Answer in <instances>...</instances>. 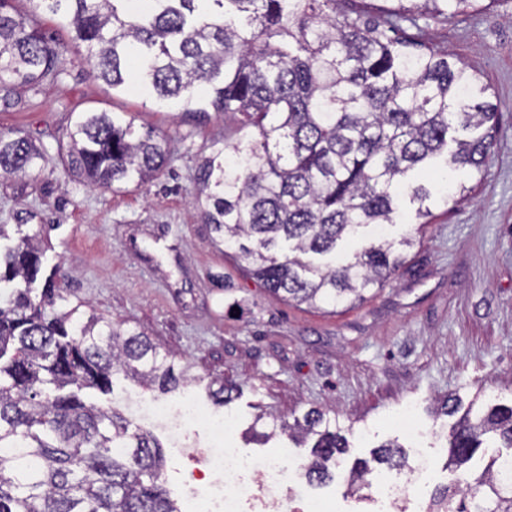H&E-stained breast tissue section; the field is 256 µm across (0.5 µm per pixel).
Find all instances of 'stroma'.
Returning a JSON list of instances; mask_svg holds the SVG:
<instances>
[{
    "label": "stroma",
    "instance_id": "1",
    "mask_svg": "<svg viewBox=\"0 0 512 512\" xmlns=\"http://www.w3.org/2000/svg\"><path fill=\"white\" fill-rule=\"evenodd\" d=\"M14 8L35 15L43 33L63 44L64 72L56 81L21 90L15 106H0V132L32 134L47 160L35 176L0 179V224L10 239L40 234L43 268L62 267L56 283L70 304L147 332L196 376L194 389L206 412L214 406L207 378L236 385L233 447L253 457L290 446L286 437L256 440L258 413L293 420L309 409L336 413L353 424L347 462L395 442L408 466L428 459L419 486L432 500L456 476L443 448L453 417L436 401L476 394L512 403V0L490 11L418 25L431 42L488 84L500 113L497 145L474 189L435 206L424 230L409 216L384 225L391 240L421 232L404 269L375 295L350 310L315 309L269 296L237 272L233 257L213 243L209 225L191 205L199 152L210 139L241 133L229 117L203 125L185 120L138 86L113 94L92 74L85 48L75 46L33 0ZM99 109L135 117L173 146L163 174L147 186L101 190L73 180L57 158V139L77 113ZM232 282H225V273ZM413 410L423 431L410 437L399 419ZM300 498L324 496L334 512H371L365 490L350 491L345 472L318 487L292 483Z\"/></svg>",
    "mask_w": 512,
    "mask_h": 512
}]
</instances>
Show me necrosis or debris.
<instances>
[{"mask_svg": "<svg viewBox=\"0 0 512 512\" xmlns=\"http://www.w3.org/2000/svg\"><path fill=\"white\" fill-rule=\"evenodd\" d=\"M126 399L137 413L162 426L178 453L194 464L190 477L177 483L185 503L182 512H196L201 504L207 512H330L323 499L302 502L282 495L289 474H302V465L288 470L275 456L251 458L231 446L200 441L190 430L201 415L193 386L183 388L174 402L142 392Z\"/></svg>", "mask_w": 512, "mask_h": 512, "instance_id": "1", "label": "necrosis or debris"}]
</instances>
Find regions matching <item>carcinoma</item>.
<instances>
[{
  "label": "carcinoma",
  "mask_w": 512,
  "mask_h": 512,
  "mask_svg": "<svg viewBox=\"0 0 512 512\" xmlns=\"http://www.w3.org/2000/svg\"><path fill=\"white\" fill-rule=\"evenodd\" d=\"M87 50L93 76L114 92L139 84L156 102L201 119L231 117L252 136L214 138L193 177L194 203L216 245L279 300L352 307L407 261L415 239L380 238L340 262L343 240L370 224H392L402 200L448 204L470 191L462 174L481 171L499 120L489 87L422 35L390 37L400 23L488 10L495 0H391L378 17L350 14L341 0H35ZM61 51L30 18L0 0V102L17 88L56 79ZM62 161L95 188H137L170 160L166 137L134 118L88 110L67 130ZM44 152L27 136L0 135V177L41 169ZM443 161L428 189L417 173ZM39 241L27 236L0 251V512H179L161 475L163 445L116 407L89 392L113 391L122 376L166 395L194 381L142 330L71 305L42 278ZM314 439L303 478L333 479L349 444L328 413L312 408L269 432ZM512 449V405L472 403L451 431L446 467L461 472L453 512H512L504 455L479 474L467 464L487 441ZM373 460L402 467L401 447ZM358 459L350 485L368 481Z\"/></svg>",
  "instance_id": "1"
}]
</instances>
